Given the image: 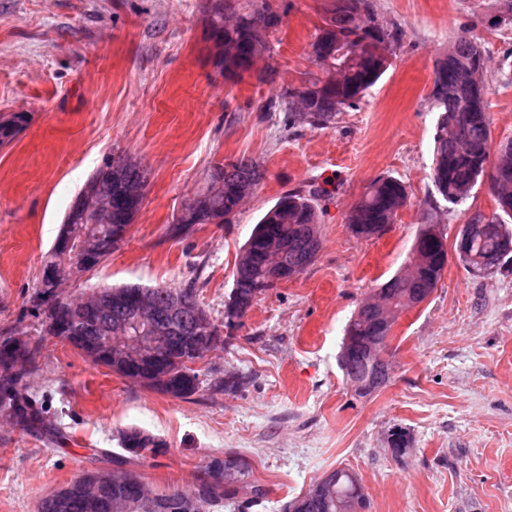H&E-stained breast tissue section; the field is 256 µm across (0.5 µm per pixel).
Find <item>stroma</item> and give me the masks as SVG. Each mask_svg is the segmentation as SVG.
<instances>
[{
    "instance_id": "1",
    "label": "stroma",
    "mask_w": 512,
    "mask_h": 512,
    "mask_svg": "<svg viewBox=\"0 0 512 512\" xmlns=\"http://www.w3.org/2000/svg\"><path fill=\"white\" fill-rule=\"evenodd\" d=\"M270 2L282 17L270 52L232 82L207 38L208 0H0V113L27 115L0 147V337L34 345L27 387L45 418L27 429L0 410V512H37L111 467L132 426L167 446L130 463L154 487L188 492L209 458H246L268 491L250 512H282L338 467L358 475L368 512H512V268L474 277L449 261L430 298L399 317L388 386L359 395L338 366L348 320L404 267L425 219L452 236L495 210L484 185L457 207L437 194L428 97L436 60L471 30L487 60L492 142L512 140V24L490 26L497 0H372L403 30L387 71L333 125L288 128L261 106L316 71L311 45L333 0ZM268 68L273 81H259ZM118 155L147 172L143 206L125 243L69 295L190 286L218 324L254 225L287 191H323L317 258L259 297L230 343L198 363L200 389L185 399L93 364L48 335L36 306L72 201ZM239 157L265 178L234 223L172 235L209 168ZM381 175L400 179L409 202L383 235L357 238L347 215ZM231 376L245 387L215 390ZM395 427L412 439L398 460L386 444Z\"/></svg>"
}]
</instances>
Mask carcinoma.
<instances>
[{"label":"carcinoma","mask_w":512,"mask_h":512,"mask_svg":"<svg viewBox=\"0 0 512 512\" xmlns=\"http://www.w3.org/2000/svg\"><path fill=\"white\" fill-rule=\"evenodd\" d=\"M281 16L268 0H258L244 7L234 0H212L206 25L209 38L224 42V53L217 56L220 74L226 81H235L252 71L258 60L269 51V36L278 29ZM399 33L384 26L374 12L370 0H333L329 16L312 43V57L324 76H313L291 86L276 98L268 100L261 109H278L286 113L290 128L308 125L327 128L336 122L344 108L352 107L363 97L389 67L390 56L397 49ZM486 60L476 39L466 33L448 45L434 67L433 88L429 101L438 119L434 134V159L429 177L437 193L452 205L465 203L475 187L485 181L493 196L496 209L479 219L469 242L471 274L501 268L494 262L504 235L512 236V140L493 147L492 118L486 101L484 74ZM22 112L0 115V146L9 143L22 128ZM112 169V176L104 180V188L112 196V226L126 233L135 221L145 197L147 173L136 162L121 156L108 159L96 170L101 174ZM265 171L261 163L239 157L217 164L208 173V182L219 179L224 183L223 194H212V187L195 194L185 202L183 212L171 225L175 235L187 233L194 224H231L242 201L251 197L262 183ZM319 190H293L279 197L241 248L255 256V264L248 269L234 268L232 277L239 279L240 294L246 300L254 298L253 291L265 292L268 258L267 243L276 239L288 244V257L313 261L322 246V227L317 201ZM408 193L399 179L390 175L375 178L361 199L353 205L348 224L359 237H372L395 223L399 212L406 207ZM96 223L95 205L77 196L64 218V225ZM446 233L437 224L420 226L415 237L408 265L403 271L378 288L375 298L365 303L370 309L386 306L395 315L407 308V302L416 296L424 297L433 291L444 274L441 252L446 245ZM117 249L112 230L105 229L98 238L100 260L105 261ZM123 313L119 305L106 306L89 315L90 330L69 337L67 344L86 352L101 334L100 328L112 322V317ZM364 310H357L349 321L344 339L351 342L352 355L341 367L345 377H359L374 370L367 360L364 346L372 337L381 335L380 327L363 319ZM33 353L29 341L19 336L0 339V408L9 412L17 423L36 428L43 425L42 411L26 394L23 383L31 365ZM200 354L187 348H176L161 362L146 361L139 370L140 384L160 393L187 398L199 390V374L192 364ZM121 447L134 457L145 452H156L160 441L138 428L122 433ZM228 467L233 473L225 478L224 496L216 500L214 512L224 505L236 503L238 489L245 485L253 491L252 501L266 496V488L252 479L251 464L243 457L228 452ZM113 478L110 485L91 482L84 474L66 485L71 497L67 512H83L82 499L96 495L103 502L130 493L126 484L141 488L146 494L173 500L172 512H178V503L187 497L179 491L158 492L147 485L142 476L128 468V458L114 457ZM322 495L312 496L304 512H348V507L366 498L357 475L342 467L328 473Z\"/></svg>","instance_id":"cac0c4a2"}]
</instances>
